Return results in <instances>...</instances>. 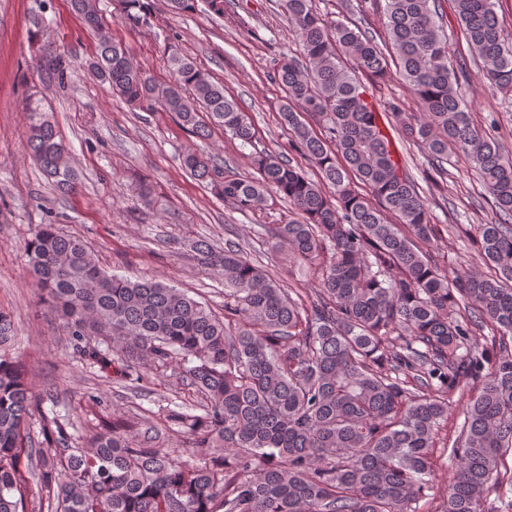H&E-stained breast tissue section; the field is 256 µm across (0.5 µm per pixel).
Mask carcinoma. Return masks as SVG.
I'll use <instances>...</instances> for the list:
<instances>
[{"label":"carcinoma","instance_id":"carcinoma-1","mask_svg":"<svg viewBox=\"0 0 512 512\" xmlns=\"http://www.w3.org/2000/svg\"><path fill=\"white\" fill-rule=\"evenodd\" d=\"M70 2L99 29L97 0ZM495 4L454 0L455 15L482 76L511 96L512 42ZM278 7L301 48V57L276 63L273 78L287 94L280 118L289 150L314 163L321 182L265 150L252 156L257 178L227 179L202 152L182 162L243 213L272 192L287 198L299 219L267 232L289 258L314 267V293L285 287L235 245L198 240V263L224 277L218 316L158 280L107 273L82 239L37 225L25 246L31 283L47 294L76 357L134 390L175 364L204 404L199 414L163 412L191 444L192 460H183L143 416L114 420L103 433L79 430L44 407L55 397L33 391L23 354H0V512H28L30 478L46 512H415L436 436L464 398L440 512H489L486 493L512 449V156L490 133L497 120L488 113L483 130L466 110L467 72L448 62L438 0H357L358 21L330 19L313 0ZM119 9L131 28L153 25L152 0H119ZM370 13L385 29L381 43L362 25ZM167 63L172 80L158 85L103 35L88 71L201 140L219 126L253 145L255 128L223 83L175 45ZM37 66L60 84L77 77L62 53ZM357 69L380 80L394 70L410 88L418 111L395 101L385 111L428 160L431 181L448 176L454 153L479 175L495 209L480 225L492 273L449 274L424 250L435 228L422 187L393 155ZM26 137L48 182L75 188L67 149L36 108ZM486 329L489 344L480 347L472 337ZM83 398L106 421L107 396Z\"/></svg>","mask_w":512,"mask_h":512}]
</instances>
